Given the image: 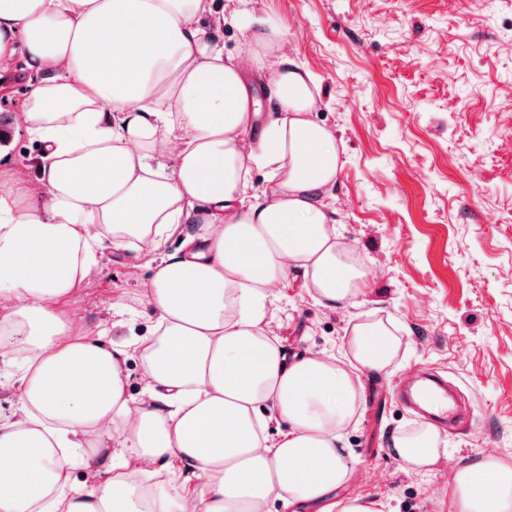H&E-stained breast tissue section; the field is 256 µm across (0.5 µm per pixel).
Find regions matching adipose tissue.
<instances>
[{
  "instance_id": "ef3b65f1",
  "label": "adipose tissue",
  "mask_w": 512,
  "mask_h": 512,
  "mask_svg": "<svg viewBox=\"0 0 512 512\" xmlns=\"http://www.w3.org/2000/svg\"><path fill=\"white\" fill-rule=\"evenodd\" d=\"M213 2L0 0V75L25 49L36 81L19 122L42 169L35 186L0 164V326L21 336L27 366L14 412L0 417V512H267L274 499L295 512H384L332 497L356 470L343 432L359 382L332 357L288 360L261 326L290 269L330 308L366 284L330 230L340 157L334 132L310 117L317 79L285 51L281 28L254 16L244 61L225 56ZM267 66L274 116L253 144L246 70ZM255 165L270 170L259 193ZM179 231L180 249L162 253ZM106 238L156 256L137 399L127 345L62 309ZM349 348L381 370L396 342L382 323H361ZM276 420L288 429L272 442ZM440 445L429 424L392 441L415 472L439 461ZM96 455L103 478L74 488L73 471ZM167 460L199 490L144 487L147 466ZM453 499L455 512H512V469L491 455L458 468Z\"/></svg>"
}]
</instances>
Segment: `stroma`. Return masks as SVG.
Segmentation results:
<instances>
[{
    "label": "stroma",
    "instance_id": "35a3bbf8",
    "mask_svg": "<svg viewBox=\"0 0 512 512\" xmlns=\"http://www.w3.org/2000/svg\"><path fill=\"white\" fill-rule=\"evenodd\" d=\"M280 25L290 53L317 77L312 119L333 130L341 170L328 200L336 240L367 269L355 305H321L311 279L289 272L272 288L263 326L288 358L310 353L347 365L355 325L397 336L381 372L362 371L361 402L344 431L358 462L338 496L384 502L386 512H455V469L484 455L512 465V0H244ZM28 77L0 84L12 134L0 157L37 181V147L15 134ZM151 269L103 242L98 273L64 308L78 325L106 323L111 340L149 337L140 304ZM129 306L114 323L111 306ZM426 372L448 378L470 408L429 472L390 451L422 423L395 394Z\"/></svg>",
    "mask_w": 512,
    "mask_h": 512
}]
</instances>
